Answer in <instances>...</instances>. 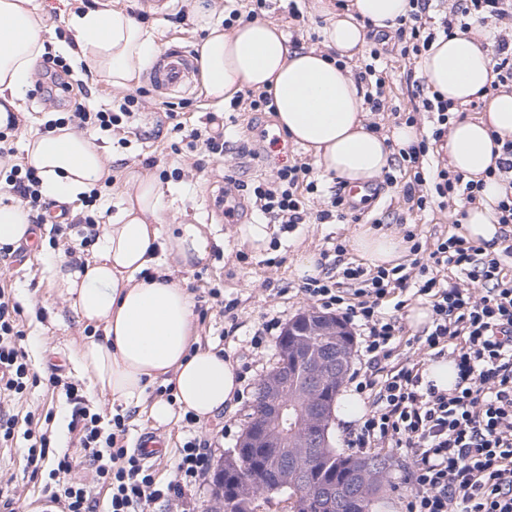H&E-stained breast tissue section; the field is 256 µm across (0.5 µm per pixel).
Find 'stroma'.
<instances>
[{"mask_svg": "<svg viewBox=\"0 0 512 512\" xmlns=\"http://www.w3.org/2000/svg\"><path fill=\"white\" fill-rule=\"evenodd\" d=\"M46 21L45 45L50 55L68 57L75 44V34L68 26L71 13L98 7L100 0H37ZM119 4L144 28L153 33L163 47L180 44L195 47L203 37L191 13L190 0H175L172 10L158 13L146 7L143 0H119ZM304 22L293 20L286 9L265 12V22L278 25L301 49L312 48V37L325 26L324 17L312 9V0H298ZM387 78L385 95L388 109L369 114V122L378 124L381 135H390L401 125V115L411 108L412 86L406 83L410 68L400 55L399 44H388L381 58ZM71 91L62 94L58 105L43 102L38 86H30L23 98L27 119L13 136V147L22 150L30 137L44 134L45 123L57 112H68L76 104L96 110L111 109L122 93L113 89L101 76L77 71ZM142 91L141 109L125 122L123 129L107 133L89 130L88 135L105 149L110 158V186L90 205L76 200L69 204L73 215H92L106 223L115 213L117 195L124 186L128 168L148 170L166 190L172 207L168 223L203 224L208 229L209 254L205 261L190 268L175 267L171 277L193 295L194 336L201 347L222 350L236 366H248L243 382L244 393L236 407L217 415L203 424L185 420L167 426H157L147 413L127 411L126 445H133L146 431L159 437L166 446L163 456L153 462L159 482L171 480L176 471L179 450L189 437L200 435L214 442L212 465L186 494L183 505L162 500L150 504L149 512H210L215 495V477L225 457L236 448L240 436L250 422L257 386L279 359L280 331L314 304L303 290L304 280L298 275V263L303 256L341 257L343 262L361 264V257L351 246L358 229L379 226L380 230L403 233L414 229L423 246H433L454 230L459 217L457 206L430 205L426 210L410 209L403 198L402 183L406 176L398 166H391L397 182L389 186L376 180V194L361 203L356 221L345 224H321L316 216L329 208L334 193L341 191L337 179L312 170L318 190L306 201L304 223L281 230L269 225L270 238L262 247L240 241L241 228L237 218L221 215L219 201L224 198V177L234 175L251 184L268 177L278 169L298 162H312L313 156L304 147L289 139L280 127L276 115L266 112H230L215 103L205 90H192L166 97L161 95L148 77L138 84ZM173 103L175 117H168L165 103ZM220 130L224 134L223 155H212L191 136L192 130ZM154 166H147V159ZM86 225L71 226L66 234H58L55 225H40L39 233L30 241V253L19 250L0 251V284L11 289L18 304V319L25 333L23 346L38 373L39 382L30 384L24 397L1 403L18 417L33 414L39 431L45 432L53 447L69 454L73 480L90 484L97 500H106L109 490L97 481L84 448L67 424L70 405L65 390L46 384L45 378L54 361H61L60 374L65 381L81 384L86 396L103 418L113 415L110 400L76 366L73 353L86 338L101 337L102 329L83 322L70 303L52 288L45 271L47 263L68 259L70 254L90 256L93 241ZM344 254H337V246ZM278 327L266 333L261 346L251 343L253 336L268 322ZM25 440L14 447L0 450V488L14 494L21 512H41L46 504L42 489L47 474H32L26 466ZM372 456L387 461L385 485L376 495L373 512H404L403 477L409 460L403 453L389 448H375Z\"/></svg>", "mask_w": 512, "mask_h": 512, "instance_id": "obj_1", "label": "stroma"}]
</instances>
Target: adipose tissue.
<instances>
[{
	"instance_id": "adipose-tissue-1",
	"label": "adipose tissue",
	"mask_w": 512,
	"mask_h": 512,
	"mask_svg": "<svg viewBox=\"0 0 512 512\" xmlns=\"http://www.w3.org/2000/svg\"><path fill=\"white\" fill-rule=\"evenodd\" d=\"M313 0L325 17L322 49H294L276 25L255 22L224 31L200 15L206 37L197 45L206 94L216 102L244 89L271 92L277 119L289 138L312 153L322 174L345 186H364L394 162L395 147L419 139L415 126L396 127L391 137L368 126L361 87L337 66V57L354 58L366 45L365 22L391 28L406 14L408 0ZM76 65L107 79L116 89L138 83L146 65L162 51L154 36L124 9L103 0L96 9L72 13ZM45 21L35 0H0V127L8 113L22 114L21 100L32 84L35 64L45 52ZM487 33L438 36L424 53L419 70L427 87L459 107L483 103L469 119L456 121L442 146L451 170L468 179H485L479 204L466 207L464 234L475 241L499 236L495 214L503 182L485 178L495 165L499 142L512 141V90L493 92ZM25 161L41 177L44 198L68 203L105 180L109 162L93 138L57 128L28 138ZM165 192L149 175L128 169L116 211L99 237L94 255L82 263L58 261L47 275L81 320L102 328V340H89L75 362L112 404L139 406L148 387L172 385L173 401L155 400L148 416L159 426L177 413L205 421L232 408L241 390L233 362L195 348L194 301L160 263L188 267L203 261L209 240L200 224H167ZM32 215L17 202L0 201V247L19 246L31 232ZM352 247L369 265L395 267L407 253L397 235L358 230Z\"/></svg>"
}]
</instances>
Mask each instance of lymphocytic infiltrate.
Returning a JSON list of instances; mask_svg holds the SVG:
<instances>
[{"mask_svg":"<svg viewBox=\"0 0 512 512\" xmlns=\"http://www.w3.org/2000/svg\"><path fill=\"white\" fill-rule=\"evenodd\" d=\"M409 10L397 21L395 35L400 54L415 60L426 51L435 35L424 17L431 0H408ZM501 24L512 21V0H453L441 21L442 32L453 35L468 31L473 21ZM137 95L126 94L114 112L76 109L57 118L60 126L114 131L125 118L138 111ZM407 123L415 112L432 113L431 134L401 149L409 179L402 187L413 207L425 210V185H432L438 198L463 199L475 203L483 181L468 180L447 167L431 168L430 153L448 134L459 110L453 101L431 93L412 104ZM308 164L278 169L254 187L251 199L262 215L274 223L291 225L304 220L306 196L316 190ZM10 191L36 214L48 209L32 168L13 165L6 176ZM411 273L402 267H380L368 272L345 266L343 279L356 282L353 298H346L330 275L308 278L304 290L321 308L342 315L344 321L362 331V344L369 366L389 359L402 328L386 316L381 306L414 288L416 296L431 307V326L424 335L409 338L420 353L376 380L364 374L355 384L357 394H369L371 409L360 417L347 440L351 448L387 446L402 450L409 459L403 479L406 512H512V244L492 250L490 243H476L462 232L440 241L425 259H413ZM456 269L462 280L445 278ZM18 309L7 288L0 287V397L22 395L36 380L22 345L24 337L16 316ZM450 360L457 379L453 388L442 391L424 382L425 357ZM50 385L60 384L49 375ZM64 384V383H61ZM71 405L69 432L78 436L89 452L97 479L109 483L112 495L105 512H146L149 504L162 499L175 502L209 469L208 441L190 439L180 450L174 480L160 486L151 466L122 443L125 417L111 419V432L100 426L101 415L80 394L77 384H64ZM27 441L26 462L33 472L48 471L51 482L43 488L60 512H95L89 487L69 480L72 463L65 453L51 448L46 434L18 430L15 417L0 413V447H11L16 437Z\"/></svg>","mask_w":512,"mask_h":512,"instance_id":"f902f5d3","label":"lymphocytic infiltrate"}]
</instances>
